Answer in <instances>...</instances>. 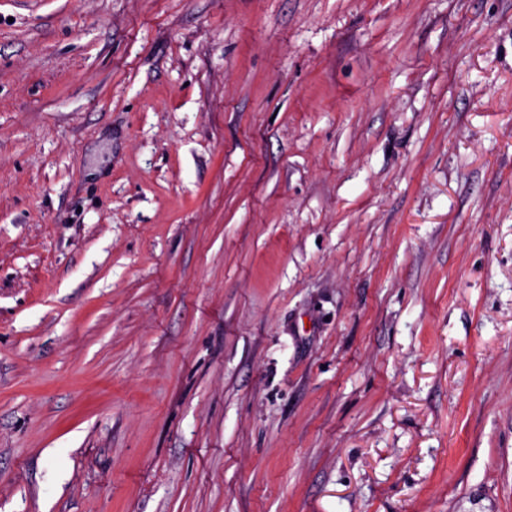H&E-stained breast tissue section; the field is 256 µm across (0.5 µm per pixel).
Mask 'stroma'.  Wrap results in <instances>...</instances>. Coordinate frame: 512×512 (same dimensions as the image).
<instances>
[{
  "label": "stroma",
  "instance_id": "obj_1",
  "mask_svg": "<svg viewBox=\"0 0 512 512\" xmlns=\"http://www.w3.org/2000/svg\"><path fill=\"white\" fill-rule=\"evenodd\" d=\"M0 512H512V0H0Z\"/></svg>",
  "mask_w": 512,
  "mask_h": 512
}]
</instances>
